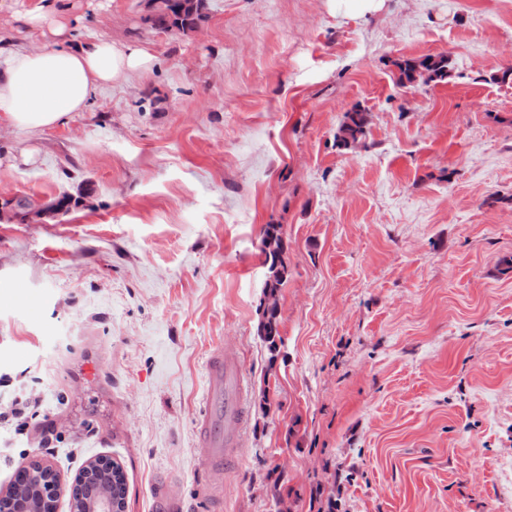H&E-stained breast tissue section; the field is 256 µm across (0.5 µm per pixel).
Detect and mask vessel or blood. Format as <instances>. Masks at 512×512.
<instances>
[{
  "label": "vessel or blood",
  "instance_id": "vessel-or-blood-1",
  "mask_svg": "<svg viewBox=\"0 0 512 512\" xmlns=\"http://www.w3.org/2000/svg\"><path fill=\"white\" fill-rule=\"evenodd\" d=\"M206 409L199 420L203 463L211 474L213 492H220L225 468L234 464L233 450L245 419L243 375L238 364L214 349L208 366Z\"/></svg>",
  "mask_w": 512,
  "mask_h": 512
}]
</instances>
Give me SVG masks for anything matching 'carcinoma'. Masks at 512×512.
<instances>
[{
    "mask_svg": "<svg viewBox=\"0 0 512 512\" xmlns=\"http://www.w3.org/2000/svg\"><path fill=\"white\" fill-rule=\"evenodd\" d=\"M205 0H192L190 6H184L185 0H162V5L150 9L147 17L153 28L163 31L188 32L195 30L203 20ZM397 68V83L405 86L413 80L429 82H443L448 78L449 62L445 54L428 55L423 58H406L395 62ZM368 114L356 106L345 113V120L336 133V145L344 148L355 147L364 143L367 133ZM68 207V202L60 201L57 204L41 206L28 197H20L15 202L16 213L26 217L28 215H53ZM273 239L276 249L268 251L260 248L263 264L267 268V276L263 289V309L257 325V335L265 344L269 353V361H275L283 345L280 335V309L279 291L288 273L284 261L286 246L283 239L282 225L265 224L260 230V243ZM49 474V467L35 464L32 467L30 481L21 488L17 497L23 498L32 505V512L38 504L39 494L44 488L42 481ZM118 495L120 499L126 498L125 475L114 476L110 462H104L97 469L92 478L81 487L72 490L70 494L71 512H93V506L101 494Z\"/></svg>",
    "mask_w": 512,
    "mask_h": 512,
    "instance_id": "cac0c4a2",
    "label": "carcinoma"
}]
</instances>
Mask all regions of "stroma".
<instances>
[{
    "instance_id": "35a3bbf8",
    "label": "stroma",
    "mask_w": 512,
    "mask_h": 512,
    "mask_svg": "<svg viewBox=\"0 0 512 512\" xmlns=\"http://www.w3.org/2000/svg\"><path fill=\"white\" fill-rule=\"evenodd\" d=\"M68 6L77 39L152 64L75 122L0 126V402L34 389L62 433L0 426V490L107 457L126 512L163 487L212 512L196 427L221 345L246 402L222 512H512V0H206L185 34L147 0ZM429 54L446 82L397 83ZM356 106L365 142L339 148ZM19 196L70 205L23 222ZM268 239L276 242V249L267 251L264 247ZM260 252L267 276L263 289V309L257 325V334L269 353V361L274 362L281 353L283 339L280 335L279 291L288 273L284 261L286 246L283 239L282 225L265 224L260 230Z\"/></svg>"
}]
</instances>
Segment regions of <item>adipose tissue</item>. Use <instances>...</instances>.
<instances>
[{"label":"adipose tissue","instance_id":"1","mask_svg":"<svg viewBox=\"0 0 512 512\" xmlns=\"http://www.w3.org/2000/svg\"><path fill=\"white\" fill-rule=\"evenodd\" d=\"M22 18L50 42L29 47L0 39V123L33 134L87 111L102 87L148 69L152 57L131 44L68 40L64 0H30Z\"/></svg>","mask_w":512,"mask_h":512}]
</instances>
